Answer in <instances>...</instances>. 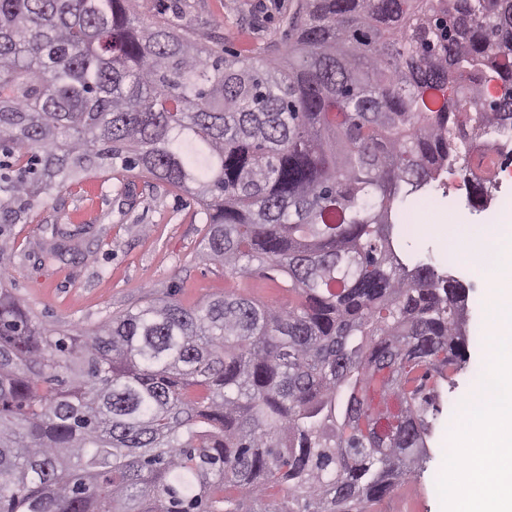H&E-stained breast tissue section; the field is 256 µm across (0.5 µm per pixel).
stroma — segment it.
Returning <instances> with one entry per match:
<instances>
[{"mask_svg": "<svg viewBox=\"0 0 512 512\" xmlns=\"http://www.w3.org/2000/svg\"><path fill=\"white\" fill-rule=\"evenodd\" d=\"M298 0H182L178 26L196 29L205 42L264 56L276 43L278 21ZM79 228L78 248L64 259L42 260L34 248L40 227ZM205 216L194 199L169 192L144 177L110 171L90 173L81 187L42 198L28 223L18 225L10 270L14 292L45 321L92 327L142 305L179 284L180 299L196 304L223 293L229 284L219 264L199 261ZM468 353L455 388H442L427 456L414 475L383 498L374 512H441L436 481L450 446L451 427L463 402L472 400L488 332L487 276L468 267Z\"/></svg>", "mask_w": 512, "mask_h": 512, "instance_id": "obj_1", "label": "stroma"}]
</instances>
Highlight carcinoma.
Instances as JSON below:
<instances>
[{
	"mask_svg": "<svg viewBox=\"0 0 512 512\" xmlns=\"http://www.w3.org/2000/svg\"><path fill=\"white\" fill-rule=\"evenodd\" d=\"M133 2L0 0V512H371L467 357L469 290L393 227L467 131L512 127V0H299L274 59ZM114 168L193 195L198 258L288 303L37 317L15 225Z\"/></svg>",
	"mask_w": 512,
	"mask_h": 512,
	"instance_id": "1",
	"label": "carcinoma"
}]
</instances>
